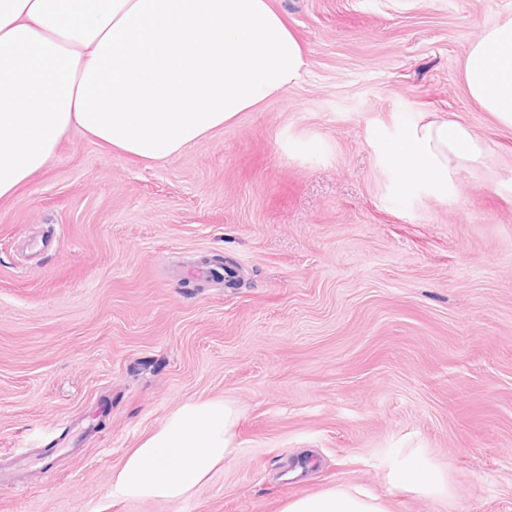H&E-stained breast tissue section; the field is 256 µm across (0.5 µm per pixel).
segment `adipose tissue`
<instances>
[{"mask_svg": "<svg viewBox=\"0 0 512 512\" xmlns=\"http://www.w3.org/2000/svg\"><path fill=\"white\" fill-rule=\"evenodd\" d=\"M301 45L269 0H0V199L55 158L75 127L122 155L160 161L295 83ZM470 96L512 128V17L467 54ZM405 182L444 191L484 165L481 142L443 117L414 125L387 149ZM237 411L184 404L112 476L122 499L178 501L236 454ZM397 488L447 496L444 472L420 452L390 456ZM283 512H388L344 485L303 494Z\"/></svg>", "mask_w": 512, "mask_h": 512, "instance_id": "obj_1", "label": "adipose tissue"}]
</instances>
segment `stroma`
<instances>
[{
  "label": "stroma",
  "mask_w": 512,
  "mask_h": 512,
  "mask_svg": "<svg viewBox=\"0 0 512 512\" xmlns=\"http://www.w3.org/2000/svg\"><path fill=\"white\" fill-rule=\"evenodd\" d=\"M294 86L158 162L81 130L0 199V512H282L344 484L390 512H512V128L469 94L512 0H270ZM485 166L447 192L386 157L421 117ZM239 411L177 502L112 473L183 403ZM422 449L446 497L390 488Z\"/></svg>",
  "instance_id": "obj_1"
}]
</instances>
